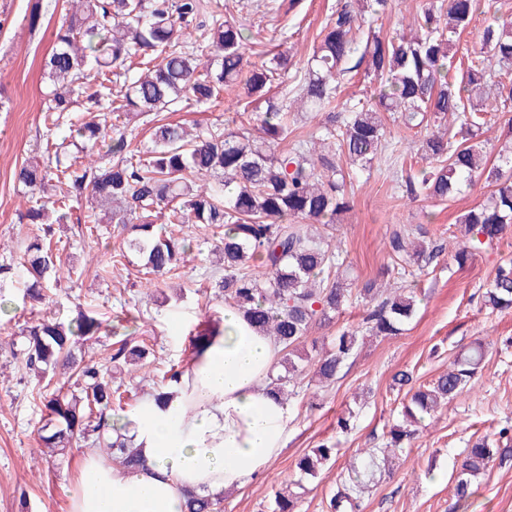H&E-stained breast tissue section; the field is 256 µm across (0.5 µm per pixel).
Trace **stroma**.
<instances>
[{
	"instance_id": "obj_1",
	"label": "stroma",
	"mask_w": 512,
	"mask_h": 512,
	"mask_svg": "<svg viewBox=\"0 0 512 512\" xmlns=\"http://www.w3.org/2000/svg\"><path fill=\"white\" fill-rule=\"evenodd\" d=\"M41 6V24L29 29L25 18L32 3ZM222 17L243 24L251 42L244 63H261L262 51H290L292 76L303 75L313 46L338 0H222ZM69 8L67 0H0V264H14L12 278L0 282V512H70V492L77 482L82 444L60 457L45 459L36 441L46 416L38 396L47 379L23 373L15 346L30 325V309L22 302L27 275L17 263L34 227L19 221L28 195L14 179L16 168L31 157L43 156L47 141L73 140L74 126L89 121L84 105L46 130L43 105L47 84L43 62L54 43V32ZM512 21V0H483L470 30L452 51V66L479 51L477 32L490 16ZM241 83L225 86L217 99L198 104L190 99L161 112V119L188 125L227 127L244 123L257 130L253 112L245 111ZM371 178L354 176L347 191L352 210L336 220L335 243L346 256L349 277L378 280L392 287L381 271L392 259L384 248L390 230L427 225L432 237L447 242L463 213L493 192L485 178L448 200H412L396 188L387 162H379ZM166 232L187 238L186 262L171 273H146L142 259L126 247L122 225L108 224L100 210L79 201L64 223L54 225L51 253L55 264L69 269L59 282L49 283L41 316L69 323L79 314L103 323L98 340L85 347L86 357L104 361L119 338L112 332L121 320L132 319L137 337L164 367L186 364L190 338L198 325L224 316V300L203 272L211 267L216 236L200 224L166 225ZM512 257V235L479 254L460 269L448 255L423 268H410L420 304L401 334L367 339L326 388L302 387L290 398V437L286 450L265 475L224 496V512H270L276 490L298 479L299 459L320 443L335 442V464L308 479V494L299 512H325L341 473L368 450L384 447L389 427L402 421L404 394L394 388L396 374L408 372L423 383L446 370L454 356L474 341L487 350L483 368L456 399L425 421L419 436L394 466L377 464L359 512H512V457H494L475 485L474 495L456 505V469L472 434L495 436L512 421V310L482 307L501 258ZM352 414L354 427L343 433L338 416Z\"/></svg>"
}]
</instances>
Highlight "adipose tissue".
Segmentation results:
<instances>
[{"label":"adipose tissue","mask_w":512,"mask_h":512,"mask_svg":"<svg viewBox=\"0 0 512 512\" xmlns=\"http://www.w3.org/2000/svg\"><path fill=\"white\" fill-rule=\"evenodd\" d=\"M280 352L241 313L225 309L219 335L189 362L165 404L146 397L116 420L145 462L137 475L82 451L71 512H184L190 491L244 487L288 445L290 415L269 387Z\"/></svg>","instance_id":"obj_1"}]
</instances>
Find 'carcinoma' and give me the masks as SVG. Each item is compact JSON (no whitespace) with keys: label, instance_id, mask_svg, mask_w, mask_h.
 <instances>
[{"label":"carcinoma","instance_id":"obj_1","mask_svg":"<svg viewBox=\"0 0 512 512\" xmlns=\"http://www.w3.org/2000/svg\"><path fill=\"white\" fill-rule=\"evenodd\" d=\"M201 8V0H76L44 61L50 83L44 124L49 131L58 127L81 98L102 117L77 128V153L56 144L47 164H24L15 172L18 184L35 198L22 219L46 223L55 183L63 181L77 196L88 193L109 222L129 225V247L154 274L176 269L190 243L156 229L152 218L223 231L216 251L224 275L214 277V287L224 305L242 312L280 347L285 373L274 385L287 399L296 394L309 361L321 381L335 380L355 353L359 331L399 335L417 305L416 291L403 280L406 268L439 253L426 227L407 226L388 238L395 265L386 273L400 281L393 291L386 294L371 280L355 287L343 277L346 257L332 248L330 239L336 217L351 210L354 200L345 190L339 160L369 179L375 162L389 156L393 180L410 199L446 200L477 176L495 184L491 198L466 211L455 225L451 259L459 267L512 231V147H502L497 163L489 167L485 146L477 141L488 114L486 88L495 89L494 102L501 109H512V23H489L478 33L481 49L466 55L457 79L449 76V53L455 38L469 29L479 0H432L410 37L373 27L392 12L391 0H344L320 31L304 75L293 88L295 98L266 101L260 115L262 137L244 127H206L191 134L180 123H163L154 127L152 145L142 157L127 141L132 115L162 112L186 95L208 103L224 84L238 80L248 97L261 98L288 72V52L280 50L268 51L261 65L244 69L246 37L229 19L211 29L215 54L202 62L198 46L184 38V29ZM132 56L149 65L146 73L128 75L125 64ZM362 67L378 82L373 99L336 103L339 80ZM297 101L309 112L326 115L318 139L331 141L332 151H318L312 139L287 142ZM429 114L443 124L419 143L423 166L417 168L388 137L385 116L411 130ZM100 142L107 147L104 163L83 165L78 153ZM48 236L50 231L41 228L24 251L21 266L31 280L22 298L31 304L45 302L44 281L56 273ZM352 299L366 307L361 330H338L332 349L321 356L299 349L313 325L332 322ZM481 300L493 311L512 309V258L497 265ZM101 327L86 314L68 326L36 318L24 333L22 369L40 378L48 372L64 378L45 398L48 433L39 439L49 457L65 454L77 439H89L103 456L136 474L143 467L137 452L128 440L109 436V417L125 411L123 394L130 393L116 383L121 367L79 360L74 353L96 339ZM148 357L147 348L126 332L109 362L133 360L154 373L157 367ZM484 358L483 346L476 343L429 382L417 385L411 375L400 374L398 386L407 388L403 423L390 429L386 449L393 454L404 449L414 427L459 396ZM496 453L487 436L469 441L454 485L456 501L471 497L474 481ZM335 456V446L327 442L304 455L297 463L299 479L287 491L276 492L273 512H297L304 481L316 477ZM369 468L363 462L336 484L330 512L359 507ZM223 502L222 495L190 494L185 512H221Z\"/></svg>","mask_w":512,"mask_h":512}]
</instances>
